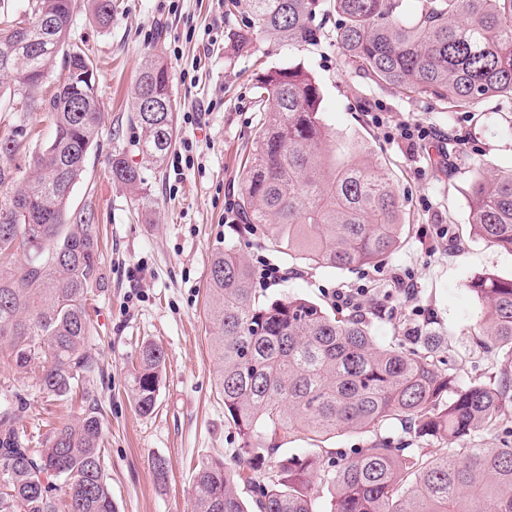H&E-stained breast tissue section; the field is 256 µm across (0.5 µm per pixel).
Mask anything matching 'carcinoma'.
I'll list each match as a JSON object with an SVG mask.
<instances>
[{"label":"carcinoma","mask_w":512,"mask_h":512,"mask_svg":"<svg viewBox=\"0 0 512 512\" xmlns=\"http://www.w3.org/2000/svg\"><path fill=\"white\" fill-rule=\"evenodd\" d=\"M95 22H112V0H89ZM249 25L233 33L245 49L272 32L288 44L315 45L323 0H244ZM331 0L333 30L344 63L373 83L404 94L427 93L448 108L512 99V0ZM74 0H26L22 13L0 11V104L9 133L0 159V348L11 363L41 367L39 388L66 399L90 390L99 370L87 351L86 302L97 280L99 245L91 204L71 195L99 136L101 103L90 49L68 42ZM66 74L43 93L51 61ZM164 99L145 112L140 90ZM262 122L242 177L240 209L251 230L297 256L303 265L347 270L381 263L400 242L401 201L391 179L369 163V147L336 135L322 118L317 79L294 65L262 74L255 84ZM26 92L50 117L44 142L17 138L31 112L12 104ZM144 156L160 165L176 140V103L167 65L156 55L140 66L130 99ZM112 178L138 192L139 167L122 152ZM476 236L512 254V169L478 171L469 186ZM24 253V260L17 259ZM253 269L234 246L212 253L209 292L224 418L242 441L239 455L269 464L258 484V512H314L313 479L333 489L330 512H512V444L483 436L512 422V279L471 283L485 315L482 335L498 349L501 372L488 383L461 382L445 367L448 342L428 326L405 324L398 343L374 346L366 320L340 317L302 299H265L252 288ZM165 363L161 347L141 345L129 377L135 410L154 412ZM23 402L0 405V512H59L48 479L67 487L65 512H115L103 473L102 423L90 406L54 428L40 448L19 428ZM399 421L405 447L376 435ZM340 431L375 433L351 458L320 448L310 456L280 452L278 437L314 441ZM446 440L435 457L415 444ZM249 470L219 457L201 461L192 491L195 512H245L236 489Z\"/></svg>","instance_id":"carcinoma-1"}]
</instances>
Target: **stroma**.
Masks as SVG:
<instances>
[{"instance_id":"obj_1","label":"stroma","mask_w":512,"mask_h":512,"mask_svg":"<svg viewBox=\"0 0 512 512\" xmlns=\"http://www.w3.org/2000/svg\"><path fill=\"white\" fill-rule=\"evenodd\" d=\"M112 23L100 28L88 0H76L72 42L91 49L104 104L99 137L73 207L92 202L99 238L98 283L87 310L94 326L88 351L102 372L93 394L101 409L104 471L116 512H193L191 478L197 464L221 457L239 461L240 437L224 417L211 346L208 290L215 248L236 245L250 265H278L286 277L267 295L300 298L332 309L330 292L371 290L366 318L375 345L393 344L399 316L428 321L452 345L450 368L468 382L496 371L495 354L477 343L483 307L469 283L491 273L512 278V254L473 236L468 184L475 171L512 167V100L493 97L469 109L446 111L429 94L404 95L348 69L332 32L335 16L321 18L314 45H290L274 34L256 35L239 49L229 31L242 27L243 9L228 0H114ZM167 64L180 118L178 134L162 165L138 150L139 130L128 120L129 99L143 58ZM300 65L323 90V118L333 131L370 146L372 161L389 173L402 201L403 230L397 249L382 263L350 270L310 268L266 238L235 233L225 222L226 203L240 198V172L263 115L255 103V80L270 69ZM370 112L389 113L397 123L420 122L435 136L406 148L371 125ZM199 115L200 126L184 120ZM123 151L146 180L138 201L113 180L108 159ZM448 228L432 237L434 225ZM412 282L413 300L394 293L393 279ZM158 344L165 356L156 409L139 415L128 374L141 343ZM0 386L21 395V415L33 447L46 423L74 419L85 407L80 396L65 400L39 390L38 369L24 370L0 357ZM166 462L168 478L157 484L153 458Z\"/></svg>"}]
</instances>
